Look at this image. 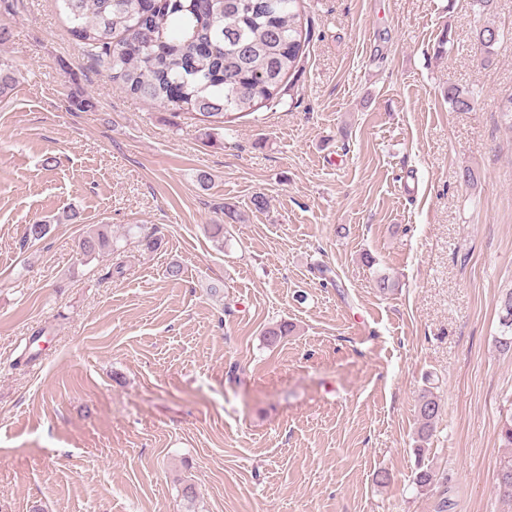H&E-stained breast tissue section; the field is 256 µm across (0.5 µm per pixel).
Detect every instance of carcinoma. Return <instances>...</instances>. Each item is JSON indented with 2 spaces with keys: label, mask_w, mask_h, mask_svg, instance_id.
<instances>
[{
  "label": "carcinoma",
  "mask_w": 512,
  "mask_h": 512,
  "mask_svg": "<svg viewBox=\"0 0 512 512\" xmlns=\"http://www.w3.org/2000/svg\"><path fill=\"white\" fill-rule=\"evenodd\" d=\"M69 32L131 94L166 107L175 104L205 118L254 112L275 103L299 70L311 26L302 0H59ZM483 50L499 39L492 26L476 30ZM19 82L0 60V98ZM448 103L467 111L473 96L448 87ZM114 252L105 225L84 232L83 260ZM499 346L512 349V294L503 300ZM440 400L421 397L419 438L433 431ZM497 489L512 500V454L500 461Z\"/></svg>",
  "instance_id": "obj_1"
}]
</instances>
